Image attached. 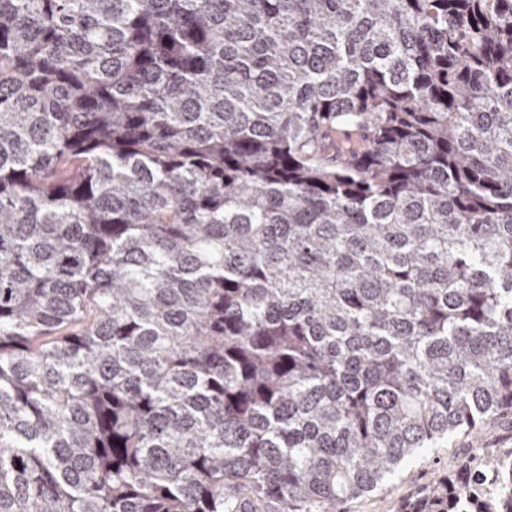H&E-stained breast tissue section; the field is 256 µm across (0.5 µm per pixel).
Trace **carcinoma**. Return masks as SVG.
I'll list each match as a JSON object with an SVG mask.
<instances>
[{"instance_id":"carcinoma-1","label":"carcinoma","mask_w":512,"mask_h":512,"mask_svg":"<svg viewBox=\"0 0 512 512\" xmlns=\"http://www.w3.org/2000/svg\"><path fill=\"white\" fill-rule=\"evenodd\" d=\"M504 412L512 0H0V512H336Z\"/></svg>"}]
</instances>
